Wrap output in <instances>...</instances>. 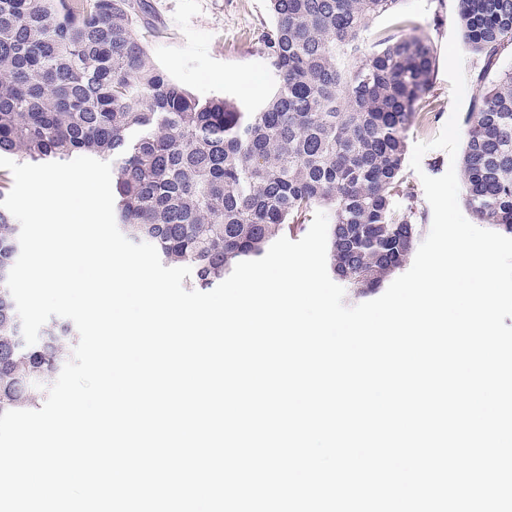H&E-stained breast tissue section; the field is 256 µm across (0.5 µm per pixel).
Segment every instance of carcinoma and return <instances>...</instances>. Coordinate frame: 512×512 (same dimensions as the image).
<instances>
[{"instance_id": "1", "label": "carcinoma", "mask_w": 512, "mask_h": 512, "mask_svg": "<svg viewBox=\"0 0 512 512\" xmlns=\"http://www.w3.org/2000/svg\"><path fill=\"white\" fill-rule=\"evenodd\" d=\"M400 0H269L261 50L274 93L244 111L200 98L154 62L141 0H0V153L112 162L115 221L193 289L224 280L282 233L328 217L327 259L349 295L409 260L423 215L405 175L437 46L396 15ZM395 17L375 30L373 21ZM481 67L464 118L463 201L512 233V0H457ZM20 225L0 207V414L36 410L79 336L53 321L32 346L7 289Z\"/></svg>"}]
</instances>
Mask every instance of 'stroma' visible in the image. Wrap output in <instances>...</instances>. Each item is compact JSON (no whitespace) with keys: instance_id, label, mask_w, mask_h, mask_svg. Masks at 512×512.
<instances>
[{"instance_id":"35a3bbf8","label":"stroma","mask_w":512,"mask_h":512,"mask_svg":"<svg viewBox=\"0 0 512 512\" xmlns=\"http://www.w3.org/2000/svg\"><path fill=\"white\" fill-rule=\"evenodd\" d=\"M157 35L147 44L157 65L201 98L224 97L243 108L258 106L277 80L261 53L260 39L272 23L268 0H147ZM397 12L414 21L438 48L458 32L455 0H401ZM452 113V88L444 68L433 85L417 122L408 131L409 144L432 141ZM446 151H427L420 170H407L429 232L432 209L422 176H442L449 168Z\"/></svg>"}]
</instances>
